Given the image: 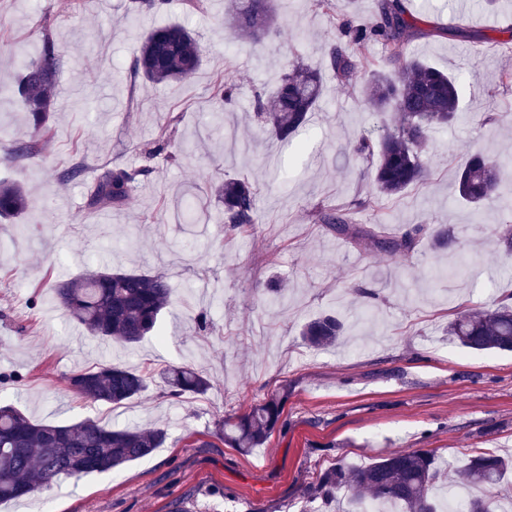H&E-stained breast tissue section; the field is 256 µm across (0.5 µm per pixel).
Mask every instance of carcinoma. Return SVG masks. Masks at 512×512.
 Wrapping results in <instances>:
<instances>
[{"mask_svg": "<svg viewBox=\"0 0 512 512\" xmlns=\"http://www.w3.org/2000/svg\"><path fill=\"white\" fill-rule=\"evenodd\" d=\"M175 0H132L139 13L170 10ZM278 0H232L230 33L257 45L273 31ZM417 30L408 0H380L376 17L366 23L348 19L337 22V43L327 55V66L340 83L357 71L368 73L365 98L372 111H393L395 121L374 141L361 137L353 145L360 157H377L372 182L377 194L395 197L425 180L429 159L426 149L434 133L459 117L460 88L457 79L429 63L415 59L406 46ZM377 42L385 55L376 60L368 53ZM60 59L50 41L44 42L37 60L24 65L15 92L21 99L34 131V139L11 152L13 162L31 159L40 140L48 134L49 112L54 109L55 74ZM202 62L196 35L182 24H168L148 31L135 49L133 73L152 83L183 81ZM323 94L321 72L297 64L281 78L271 96L256 101V115L277 140L296 136L308 123ZM503 161L482 152L472 154L458 173L461 199L481 205L494 199ZM148 174L144 167L115 165L94 183L93 204L119 208ZM224 200L223 224L245 228L256 223V190L245 180L230 179L218 187ZM28 207V195L16 182L0 183V217L13 218ZM322 222L354 241L376 240L379 231L350 225L342 208L323 213ZM431 233L418 224L381 244L394 253L412 251L418 239ZM61 305L90 335L103 341L133 345L154 332L169 306L173 289L160 273L98 270L55 285ZM343 325L335 314H323L302 329L304 341L313 347L332 346ZM448 335L462 346L477 350H512V294L503 296L487 310L465 309L448 321ZM151 370L138 371L108 364L75 372L66 378L76 395L114 406L138 397L147 387ZM165 394L171 398L203 395L209 380L187 365H168L158 373ZM283 396L273 394L249 412L219 423L218 435L233 448L248 451L263 445L281 420ZM167 430L161 426L112 430L93 419L69 424L37 423L11 404H0V502L49 488L63 477L108 472L151 454L165 445ZM512 471V457L480 453L453 476L442 469L432 450L393 452L360 469L342 465L322 472L311 483L312 496L330 499L348 488L359 500H386L400 512H439L432 491L440 481L479 486L491 490Z\"/></svg>", "mask_w": 512, "mask_h": 512, "instance_id": "carcinoma-1", "label": "carcinoma"}]
</instances>
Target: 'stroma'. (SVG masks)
<instances>
[{"label":"stroma","mask_w":512,"mask_h":512,"mask_svg":"<svg viewBox=\"0 0 512 512\" xmlns=\"http://www.w3.org/2000/svg\"><path fill=\"white\" fill-rule=\"evenodd\" d=\"M158 16L130 0H0V179L25 186L30 206L0 222V402L32 420L86 418L122 429L164 425L163 448L120 470L61 479L0 503V512H365L341 491L308 499L317 474L358 468L393 451L436 450L452 470L482 452L512 455V352L460 346L446 327L464 308L488 309L512 290V190L477 210L458 198L456 175L474 151L512 160V0L456 18L457 0H412L419 31L409 51L461 81L459 119L429 146L430 174L401 195L376 196L373 160L358 138L381 123L358 73L339 84L325 48L339 16L372 20L378 0H283L276 30L259 45L231 40L228 0ZM185 21L203 51L189 80L152 84L132 74L139 38ZM52 41L61 57L51 135L30 160L8 161L31 136L14 77ZM323 70L317 112L289 142L255 114L258 94L288 64ZM235 84L231 103L212 98ZM172 128L171 155L153 154ZM78 163L81 179L60 180ZM152 170L118 209L90 203L104 168ZM258 187L257 222L226 232L215 189L224 179ZM353 224L448 230L453 246L422 239L411 252L355 243L322 224L325 209ZM161 273L173 288L156 334L126 347L92 337L60 304L56 283L105 265ZM344 324L337 345L304 343L302 326L324 313ZM210 328L199 333L197 318ZM202 370V396L167 397L160 385L120 407L76 397L66 376L101 364ZM286 392L283 417L261 447L241 452L216 435L219 420Z\"/></svg>","instance_id":"stroma-1"}]
</instances>
